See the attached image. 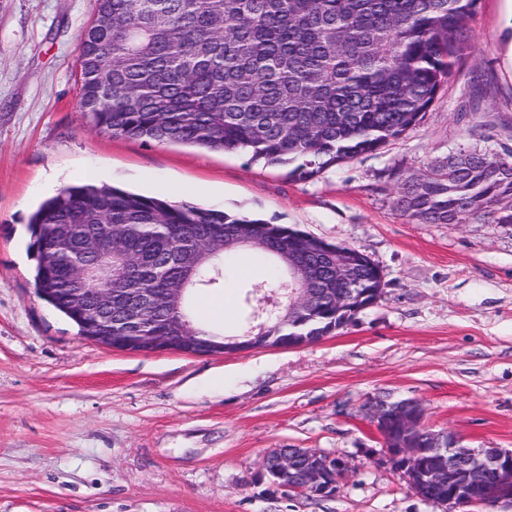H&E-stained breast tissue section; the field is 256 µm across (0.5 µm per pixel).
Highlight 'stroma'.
Instances as JSON below:
<instances>
[{"label":"stroma","mask_w":512,"mask_h":512,"mask_svg":"<svg viewBox=\"0 0 512 512\" xmlns=\"http://www.w3.org/2000/svg\"><path fill=\"white\" fill-rule=\"evenodd\" d=\"M97 0H0V512H443L417 496L364 415L411 399L466 448L512 450V224H422L399 178L462 148L512 150L506 0H477L471 38L421 122L314 178L245 151L111 136L79 107L78 45ZM85 182L190 202L359 248L381 300L296 348L188 356L107 348L34 290L27 221ZM272 263L250 254L194 319L249 328L246 288ZM275 448L348 468L336 493L257 480Z\"/></svg>","instance_id":"35a3bbf8"}]
</instances>
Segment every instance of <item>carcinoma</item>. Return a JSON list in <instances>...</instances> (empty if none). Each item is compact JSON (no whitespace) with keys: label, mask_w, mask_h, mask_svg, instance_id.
Instances as JSON below:
<instances>
[{"label":"carcinoma","mask_w":512,"mask_h":512,"mask_svg":"<svg viewBox=\"0 0 512 512\" xmlns=\"http://www.w3.org/2000/svg\"><path fill=\"white\" fill-rule=\"evenodd\" d=\"M475 0H98L79 41V105L103 131L144 142L246 150L255 161L293 165L310 179L325 167L373 153L415 127L448 81ZM398 209L423 224H462L486 217L512 224V151L461 149L443 175L430 170L401 181ZM33 281L43 301L83 335L93 305L71 307V290L99 288L75 275L90 266L114 288H184L144 312L134 330L161 334L193 323L194 292L224 285V268L247 249L288 248L297 230L192 203L167 202L93 183L71 185L45 200L28 222ZM96 240L75 252L71 241ZM129 239L148 256L150 275L127 279L113 244ZM251 294L279 288L285 263ZM312 262L333 293L282 330L327 336L349 320L347 298L381 284L356 263L336 279V260ZM205 343L231 335L193 327Z\"/></svg>","instance_id":"carcinoma-1"}]
</instances>
